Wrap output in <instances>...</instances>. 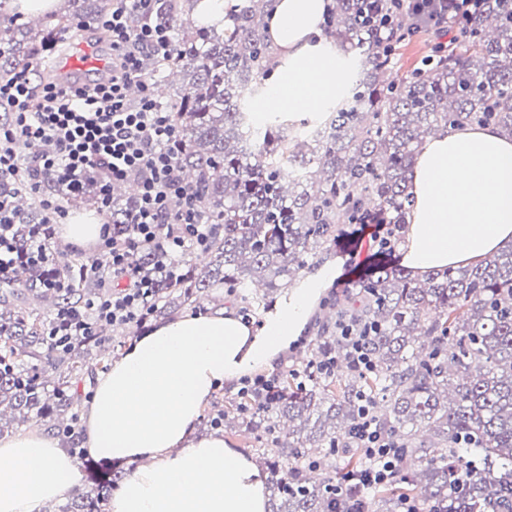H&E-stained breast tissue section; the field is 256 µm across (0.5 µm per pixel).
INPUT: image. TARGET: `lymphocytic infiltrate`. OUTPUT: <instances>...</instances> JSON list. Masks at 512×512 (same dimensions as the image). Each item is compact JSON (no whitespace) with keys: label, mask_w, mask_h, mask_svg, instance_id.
<instances>
[{"label":"lymphocytic infiltrate","mask_w":512,"mask_h":512,"mask_svg":"<svg viewBox=\"0 0 512 512\" xmlns=\"http://www.w3.org/2000/svg\"><path fill=\"white\" fill-rule=\"evenodd\" d=\"M156 0H112L97 29L112 50V72L107 80H94L74 90L58 80L45 79L37 66L28 64L0 76V176L26 179L38 190L43 179L66 185L70 195H81L87 172H95L97 205L107 210L115 183L136 185L137 202L128 218L130 233L115 235L104 225L98 248L108 254L115 289L87 305L86 312L62 310L56 315L54 337L68 345L75 336L97 329L146 322L148 300L154 288L139 277L131 257L145 246H161L164 252L193 247L205 249L211 225L200 223L194 198L182 182L175 160L177 132L172 115L157 100L153 83L141 70L143 55L158 57L173 50L170 31L154 23ZM401 17H425L433 29L447 35L482 10L484 0H396ZM139 26H132L131 13ZM30 149L23 160L22 149ZM182 201L171 211V198ZM362 421L352 439L363 448L370 464L357 481L373 488L393 475L398 458L395 445L383 436L361 406Z\"/></svg>","instance_id":"f902f5d3"}]
</instances>
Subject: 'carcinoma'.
<instances>
[{
	"label": "carcinoma",
	"mask_w": 512,
	"mask_h": 512,
	"mask_svg": "<svg viewBox=\"0 0 512 512\" xmlns=\"http://www.w3.org/2000/svg\"><path fill=\"white\" fill-rule=\"evenodd\" d=\"M192 0H158L153 21L170 28L173 58L148 57L144 75L182 77L165 103L177 130L176 155L199 218L215 224L201 266L164 257L156 247L132 260L153 280L148 319L172 317L213 287L226 288L250 315L273 303L276 281L293 277L336 244L343 224L378 217L395 232L412 203L409 172L419 145L443 126H495L512 136V0H484L464 30L436 44L421 66L390 78L397 47L411 29L377 32L363 21L367 0H332L325 34L354 61L343 96L312 120L258 117L248 99L267 92L273 68L269 0H239L224 29L196 27ZM107 0H66L36 22H0V74L28 63L38 46L60 38L70 21L95 22ZM0 195L14 205L16 240L49 244L50 217L10 176ZM136 197L112 189L116 235L129 233ZM82 261L56 257L33 265L20 255L0 289V437L5 425L34 414L69 449L81 437L79 385L109 370L112 335L52 343L50 314L81 308L104 294ZM65 274L66 286L46 283ZM265 287L261 296L251 286ZM369 327L372 371L356 369L340 327ZM305 374L283 379L258 411H222L213 427L245 428L275 460L270 512H348L340 471L366 465L350 438L361 396L373 399L378 430L397 445L394 476L376 488L366 512H512V247L483 261L422 277L388 262L366 281L324 302ZM333 374L318 370L326 356ZM88 489L59 512H106L121 471L90 463Z\"/></svg>",
	"instance_id": "1"
}]
</instances>
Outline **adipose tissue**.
Returning <instances> with one entry per match:
<instances>
[{"label":"adipose tissue","mask_w":512,"mask_h":512,"mask_svg":"<svg viewBox=\"0 0 512 512\" xmlns=\"http://www.w3.org/2000/svg\"><path fill=\"white\" fill-rule=\"evenodd\" d=\"M330 2L272 0L275 107L309 112L336 100L337 55L321 29ZM413 196L399 243L407 268L475 263L512 243V137L467 126L429 138L415 162ZM334 277L330 266L308 275L257 329L230 307L160 324L98 378L86 413L88 449L136 466L111 512H267L256 464L223 436H195L194 424L222 382L274 365ZM77 475V463L45 431L0 438V512H44Z\"/></svg>","instance_id":"ef3b65f1"}]
</instances>
